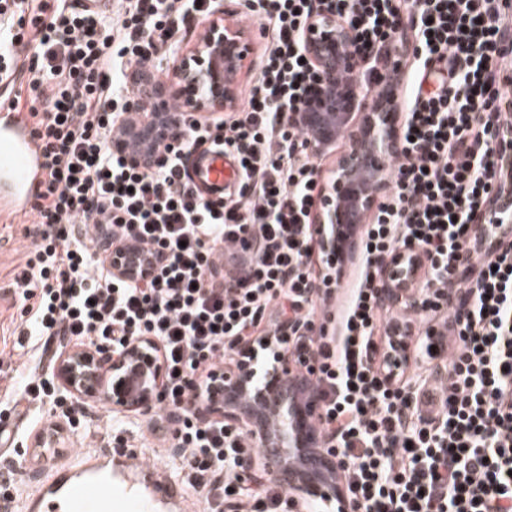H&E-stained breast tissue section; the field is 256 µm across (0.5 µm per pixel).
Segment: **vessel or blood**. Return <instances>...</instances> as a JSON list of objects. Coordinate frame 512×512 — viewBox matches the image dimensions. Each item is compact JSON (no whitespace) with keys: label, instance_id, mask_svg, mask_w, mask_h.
Listing matches in <instances>:
<instances>
[{"label":"vessel or blood","instance_id":"b4317fda","mask_svg":"<svg viewBox=\"0 0 512 512\" xmlns=\"http://www.w3.org/2000/svg\"><path fill=\"white\" fill-rule=\"evenodd\" d=\"M0 146L9 150L8 160L0 162V203L30 209L44 159L26 117L0 113ZM236 177L235 164L219 150L201 158L194 169L195 181L213 198ZM285 459L297 484L310 485L318 475L336 486L344 484L334 460L317 446L289 449ZM179 496L157 469L141 461L137 449L106 448L75 455L60 465L26 497L22 512H158V505Z\"/></svg>","mask_w":512,"mask_h":512}]
</instances>
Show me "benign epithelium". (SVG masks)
Returning <instances> with one entry per match:
<instances>
[{"instance_id":"7a95c632","label":"benign epithelium","mask_w":512,"mask_h":512,"mask_svg":"<svg viewBox=\"0 0 512 512\" xmlns=\"http://www.w3.org/2000/svg\"><path fill=\"white\" fill-rule=\"evenodd\" d=\"M354 33L336 15L326 11L314 13L306 25L303 46L307 57L318 70L323 84L321 96L297 114L300 124L312 130L308 152L318 156L335 141L340 130L348 138L347 151L333 173L323 196L318 223L311 234L318 250L324 254L355 257L357 239L344 233L355 217L373 210L378 197L386 191L387 165L393 152L400 149L398 121L402 101L396 91V68L393 78L379 84L374 94L364 99L361 81L366 60L353 48ZM249 39L222 10H216L206 22L198 42L187 50L177 49L169 61L170 78L161 84L143 74L140 92L156 103L159 111L172 98L179 99L186 114L200 117L217 110L232 112L238 106V77L248 51ZM411 46L406 37L395 32L384 42L381 53L403 58ZM344 69L346 82H337V72ZM168 130L151 120H144L133 131L134 157L156 145ZM496 156L505 166L512 165V128L495 143ZM479 242L512 236V218L504 219L502 208L486 209L482 219L472 225ZM143 256L133 250L112 253V274L118 278H138ZM423 266L422 251L403 248L399 257L385 259L380 273L379 291L383 301L398 306H417V285ZM294 364L286 355L268 370L261 382L252 377L249 362L224 372V418L238 424L246 422L230 403L238 396L255 402L269 414L280 416L277 438L270 441L263 433H253L258 447L274 444L278 448L299 447L298 433L304 423L315 424L321 413L320 399L313 389L307 392V408L296 415L286 404L282 383ZM59 381L72 395L92 397L112 404L117 413L131 414L152 405L161 391L162 371L157 346L135 341L119 352L100 353L94 346L74 349L59 362Z\"/></svg>"}]
</instances>
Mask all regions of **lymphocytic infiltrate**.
<instances>
[{
    "instance_id": "f902f5d3",
    "label": "lymphocytic infiltrate",
    "mask_w": 512,
    "mask_h": 512,
    "mask_svg": "<svg viewBox=\"0 0 512 512\" xmlns=\"http://www.w3.org/2000/svg\"><path fill=\"white\" fill-rule=\"evenodd\" d=\"M267 37L260 74L242 105L203 121L168 116L171 141L147 165L122 148L133 116L131 72H145L205 25L216 0H119L116 10H80L72 0H0V82L29 79L14 94L27 109L46 176L26 267L16 281L17 344L58 360L55 340L118 350L155 342L165 369L156 404L140 411L148 431L173 419L159 447L177 449L188 485L208 512H292L275 482L248 485L239 471L261 453L249 432L204 418L211 384L257 348L263 370L275 351L315 372L319 423L342 472L350 512H512V243L486 257L470 222L505 178L493 144L512 123V0H244ZM327 8L371 57L390 32L412 29L422 52L412 71L404 149L389 163L390 192L361 238L357 282L336 333L312 260L319 172L298 124L323 87L302 45L305 26ZM219 148L240 168L234 199L195 184L189 156ZM419 247L428 271L418 308L404 322L440 319L454 349L443 378L385 361L392 316L378 294L380 263ZM151 259L140 279L110 270L114 249ZM476 268L464 282L461 265ZM472 298L450 307L451 294ZM305 342L279 338L282 320ZM275 337L276 350L262 348ZM67 424L87 402L53 373L21 386Z\"/></svg>"
}]
</instances>
